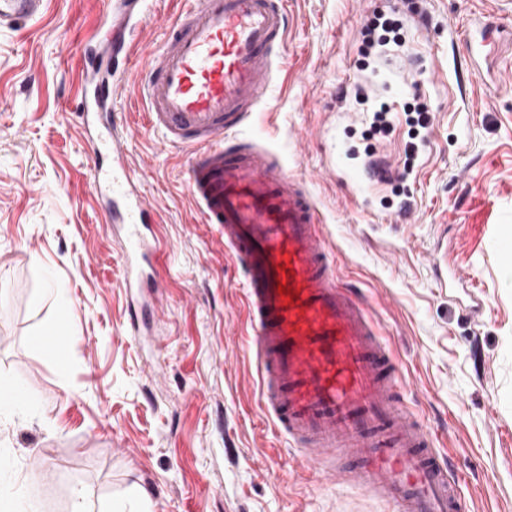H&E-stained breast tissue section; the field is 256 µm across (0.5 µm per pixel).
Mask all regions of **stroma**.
I'll use <instances>...</instances> for the list:
<instances>
[{
    "label": "stroma",
    "instance_id": "35a3bbf8",
    "mask_svg": "<svg viewBox=\"0 0 512 512\" xmlns=\"http://www.w3.org/2000/svg\"><path fill=\"white\" fill-rule=\"evenodd\" d=\"M180 9L147 0L132 39L158 45ZM111 13L112 0H46L39 19L0 28V386L35 399L0 411V492L15 501L35 486L40 512H71L77 486L90 512L137 486L153 512H395L301 470L263 411L244 272L189 193L188 150L149 128L138 70L125 85L127 164L170 250L152 332L124 334V243L89 189L74 97ZM392 16L398 41L365 48L362 30ZM288 26L242 134L305 182L336 275L370 301L462 478L465 512H512V12L501 0H290ZM416 100L431 122L409 161L403 108ZM372 154L400 180L353 182ZM451 268L482 298L478 319L449 301ZM49 322L63 335L55 357L36 342Z\"/></svg>",
    "mask_w": 512,
    "mask_h": 512
}]
</instances>
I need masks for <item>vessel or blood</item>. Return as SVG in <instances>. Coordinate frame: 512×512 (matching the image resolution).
Returning a JSON list of instances; mask_svg holds the SVG:
<instances>
[{"mask_svg":"<svg viewBox=\"0 0 512 512\" xmlns=\"http://www.w3.org/2000/svg\"><path fill=\"white\" fill-rule=\"evenodd\" d=\"M288 0H183L160 44L137 50L103 33L82 65V129L96 160L91 190L105 223L128 241L124 282L137 306L128 335L148 331L163 240L159 219L124 163L132 130L113 111L118 88L141 67L139 96L163 146L186 147L189 190L246 279L260 400L303 467L394 504L397 512H464L450 457L405 402V379L366 298L339 283L320 213L302 182L238 130L265 101L286 51ZM43 0H0V27L40 15ZM297 293L287 300L279 284Z\"/></svg>","mask_w":512,"mask_h":512,"instance_id":"1","label":"vessel or blood"}]
</instances>
